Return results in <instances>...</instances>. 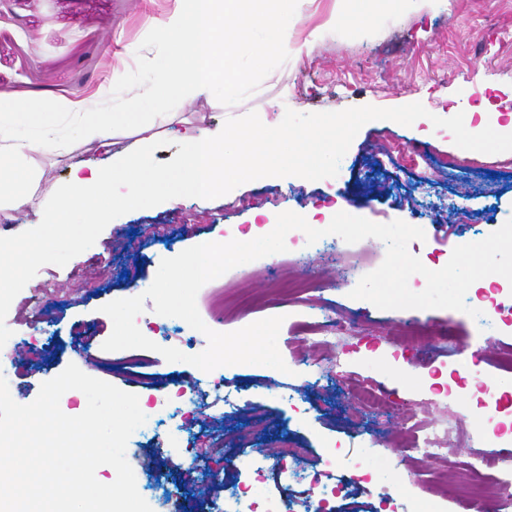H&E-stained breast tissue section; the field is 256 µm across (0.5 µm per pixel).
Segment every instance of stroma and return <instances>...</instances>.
<instances>
[{"label": "stroma", "mask_w": 512, "mask_h": 512, "mask_svg": "<svg viewBox=\"0 0 512 512\" xmlns=\"http://www.w3.org/2000/svg\"><path fill=\"white\" fill-rule=\"evenodd\" d=\"M178 6L179 0H0V101L121 109L164 64L168 51L157 31ZM292 12L289 51L258 56V31L233 47V64L246 76L235 95L209 103L174 99L167 109L202 128L221 124L228 113H260L277 129L310 128L342 165L321 164L288 179L234 175L220 197L113 208L87 231L77 259L43 213L15 205L11 220L0 221V242L38 246L0 302V360L16 370L10 394L17 403H31L41 384L71 363L142 399L191 373V364L159 355L152 381L139 383L119 352L102 348L113 330L102 307L140 295L162 259L202 240L233 239L236 225L272 224L285 211L327 224L340 203L376 223L399 219L422 228L424 240L412 241L409 251L432 268L445 266L456 246L512 219V0H295ZM476 111L497 122L502 146L464 148L482 133L465 121ZM407 147L424 164L407 163L400 154ZM385 254L375 238L342 251L328 242L240 265L200 289L196 303L206 320L218 296L245 282L255 304L228 308L212 328L232 332L283 317L278 349L288 369L223 367L230 405L214 408L211 387H201L192 425L128 443L126 458L153 512L183 505L214 512L225 486L239 479L243 456L257 448L276 453L286 443L302 454L271 467L263 492L274 497L288 487L298 500L295 512L306 510L305 475L322 470L331 451L342 484L334 512H414L427 501L439 512H512L493 500L459 499L468 466L500 450L493 427L512 421L494 401L480 411L489 427L484 436L451 432L437 455L414 447L421 431L465 415L482 399L481 387H512V374L495 364L512 347V326L489 335L459 311L407 314L350 298ZM284 271L310 283L312 303L271 302L270 284ZM321 313L355 325L336 339L340 359L309 353L298 333L300 323ZM38 329L40 341L23 344ZM459 338L475 349L470 369L480 388L456 384ZM362 389L381 392L378 408L361 404ZM188 447L200 449L197 463L185 456ZM363 458L377 478L354 479Z\"/></svg>", "instance_id": "stroma-1"}]
</instances>
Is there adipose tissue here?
Returning a JSON list of instances; mask_svg holds the SVG:
<instances>
[{
    "label": "adipose tissue",
    "instance_id": "adipose-tissue-1",
    "mask_svg": "<svg viewBox=\"0 0 512 512\" xmlns=\"http://www.w3.org/2000/svg\"><path fill=\"white\" fill-rule=\"evenodd\" d=\"M292 16L288 0H180V7L164 25L162 40L169 50L166 66L160 68L149 90L151 99L163 103L169 97L196 101L236 93L243 74L231 66L214 68L215 59L226 56L230 45L255 29H263L261 55L288 49V27ZM139 96H132L126 111L88 112L62 102L50 112H32L16 105L14 113L38 128L33 138L0 133V211L17 201L33 200L40 172L35 156L49 153L59 121H67L81 145L108 151L112 163L98 167L84 162L70 167V176L58 195L49 217L72 244L73 255H81L84 227L106 218L98 199L109 196L126 208L143 205L149 198L173 203L183 195L207 196L223 193L229 175L245 174L262 180L270 176L291 177L308 171L309 165L288 159L271 164L281 154L288 131L269 132L265 124L233 125L215 131L179 120L174 112H143ZM178 128L179 149L172 168L159 169L153 162L155 124ZM137 137L135 150L112 153L119 134Z\"/></svg>",
    "mask_w": 512,
    "mask_h": 512
}]
</instances>
